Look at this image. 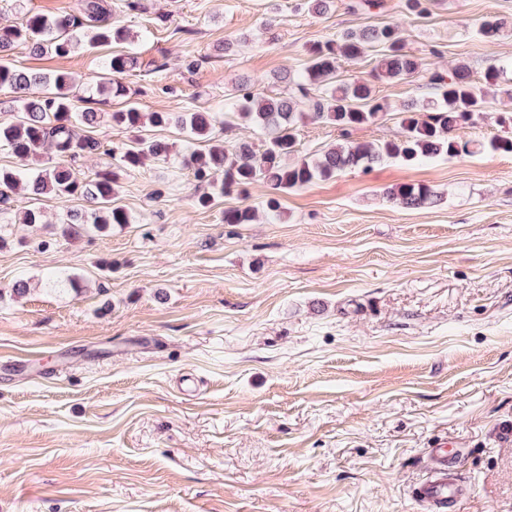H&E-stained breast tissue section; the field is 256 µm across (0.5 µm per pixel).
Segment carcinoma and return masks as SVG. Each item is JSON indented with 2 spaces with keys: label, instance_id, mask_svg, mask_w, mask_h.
Segmentation results:
<instances>
[{
  "label": "carcinoma",
  "instance_id": "carcinoma-1",
  "mask_svg": "<svg viewBox=\"0 0 512 512\" xmlns=\"http://www.w3.org/2000/svg\"><path fill=\"white\" fill-rule=\"evenodd\" d=\"M104 0H86L81 16H48L31 13L19 26L0 28V90L20 93L21 116L0 124V145L16 157L36 165L32 172L0 168V211L9 209L11 195L21 189L36 197H51L60 203L82 198L91 205L88 212L65 210L61 233L76 237L88 228L102 232L114 224H128L127 212L115 204L119 193V173L142 167L151 158H173L171 147L160 140L140 138L116 153L101 141L80 133L79 126L92 127L100 115L78 111L74 105V80L66 72L35 73L18 69L9 62L11 51L25 43L36 55L66 56L82 47L96 48L129 39V31L110 21ZM512 28L496 15L480 23L479 32L492 39ZM377 54L374 78L399 81L420 72L421 58L407 48L398 26L386 23L348 29L308 50V62L296 72L281 73L276 82L284 89L275 94H257L240 83L232 89L231 104L222 122L215 112H143L130 105L109 115L110 121L127 129L146 125H177L189 134L188 147L177 157L180 167L192 172L197 186L196 204L210 208L215 195L243 194L262 181L278 192L305 187L319 179H329L347 170H368L396 159L407 164L434 157H455L470 153V142L458 130L480 115L496 98L504 65L493 61L481 78H474L470 66L456 64L448 74H435L427 103L408 102L399 109L400 132L393 139L353 141L351 130L374 124L391 105L376 96L373 85L362 78H344L337 60L355 61L367 50ZM112 75H126L138 68L136 53H114L104 60ZM236 119L264 135L262 148L242 140L233 145L215 133L216 124L226 127ZM335 126L341 139L321 154H301L298 124L304 121ZM503 134L480 145L491 153L512 154V113L496 117ZM197 140L207 143L203 150L191 148ZM112 155V163L89 179L78 178L70 163L89 154ZM388 202L416 209L438 200V193L424 184H402L384 192ZM254 207L227 208L226 224H251L257 220Z\"/></svg>",
  "mask_w": 512,
  "mask_h": 512
}]
</instances>
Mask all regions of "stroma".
I'll return each mask as SVG.
<instances>
[{
	"label": "stroma",
	"mask_w": 512,
	"mask_h": 512,
	"mask_svg": "<svg viewBox=\"0 0 512 512\" xmlns=\"http://www.w3.org/2000/svg\"><path fill=\"white\" fill-rule=\"evenodd\" d=\"M363 2L106 0L140 35L122 96L85 86L109 46L20 44L10 61L69 72L81 110L221 114L236 79L269 92L313 43L389 22L422 72L373 81L392 110L353 139L393 138L399 106L461 61L477 78L508 64L494 107L512 109V35L478 33L512 21V0H431L422 17ZM83 6L0 0V27ZM400 183L442 199L396 207ZM193 193L188 170L150 160L121 175L130 221L108 232L62 236L56 201L23 191L0 214H43L0 249V512H430L411 490L442 440L467 489L454 512H512V154L346 171L281 194L273 222L222 220L266 184L209 209Z\"/></svg>",
	"instance_id": "1"
}]
</instances>
